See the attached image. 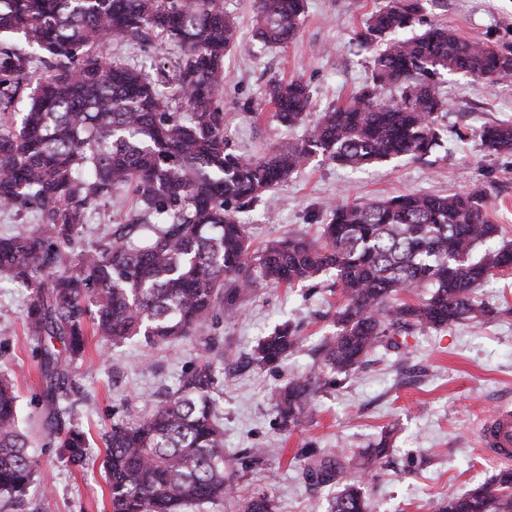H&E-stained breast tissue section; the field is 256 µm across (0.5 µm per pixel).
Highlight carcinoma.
Segmentation results:
<instances>
[{"instance_id": "carcinoma-1", "label": "carcinoma", "mask_w": 512, "mask_h": 512, "mask_svg": "<svg viewBox=\"0 0 512 512\" xmlns=\"http://www.w3.org/2000/svg\"><path fill=\"white\" fill-rule=\"evenodd\" d=\"M306 0H256L254 34L269 46L294 40ZM423 0H385L356 34L370 76L328 108L300 143L244 157L224 138V54L238 42L224 0H0V208L33 215L30 228L0 235V273L29 289L25 328L37 341L47 413L45 437L74 457L83 436L64 430L59 393L83 356L86 331L109 344L161 347L199 335L224 303L262 280L293 286L330 273L342 297L335 332L316 347L319 372L272 396L282 423L312 419L313 397L360 371L378 347L417 330L477 322L491 310L478 291L512 269V240L486 216L482 194L409 192L325 207V242L288 237L251 248L241 210L288 181L312 158L362 170L441 146L447 110L439 78L460 73L491 84L512 79V51L423 20ZM21 33L33 52L6 40ZM178 49L168 86L146 65L101 53L110 41L148 34ZM388 85L400 90L380 99ZM267 102L281 124L302 123L309 86L273 80ZM490 155L512 153V122L483 129ZM131 195V213L89 249L75 252L89 210ZM287 323L260 339L265 367L304 345ZM62 348H57L56 344ZM208 353L150 415L115 422L104 435L111 512H180L232 493L217 418L224 380ZM390 447L388 437L351 459L354 480L328 512H372L361 487ZM323 457L304 468L315 485L338 479ZM30 440L19 421L17 377L0 375V493L21 497L34 481ZM268 496L242 512H275ZM438 512H512V468L443 502Z\"/></svg>"}]
</instances>
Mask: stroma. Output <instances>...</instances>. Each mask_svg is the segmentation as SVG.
<instances>
[{"mask_svg": "<svg viewBox=\"0 0 512 512\" xmlns=\"http://www.w3.org/2000/svg\"><path fill=\"white\" fill-rule=\"evenodd\" d=\"M382 2L307 0L296 39L270 47L252 37L255 0H224L240 32L239 45L224 57V136L231 149L260 156L307 136L309 124L286 127L272 118L265 103L271 79L298 77L307 83L315 116L364 84L367 54L355 34ZM424 5L426 20L448 22L464 38L512 49V0H424ZM441 83L448 109L438 153L383 162L360 173L313 158L242 213L253 245L291 235L320 241L329 201L364 202L409 191H483L489 219L512 238V155H487L479 137L485 126L512 122V82L491 86L445 75ZM129 210L123 191L110 205L90 210L83 244H94ZM25 296V288L0 276V372L17 376L20 413L37 426L46 410L36 343L24 333ZM478 296L498 308L496 318L418 331L405 348L372 351L356 376L317 393L312 422L294 431L282 426L269 396L288 380L308 375L312 350L333 333L341 297L332 276L291 288L258 283L223 306L197 340L150 349L136 343L107 346L87 336L61 401L68 426L86 438L83 454L72 457L37 437L34 486L18 499L0 494V512H109L104 432L114 422L148 413L175 391L211 337L224 350L219 413L225 458L237 463L259 448L270 454L245 473H234L231 497L191 504L182 512H239L242 501L257 492L274 501L276 512H327L339 487L306 481L301 451L347 460L385 434L391 438L389 456L365 482L374 512H436L441 500L463 494L499 469L480 452L477 427L496 404L512 401V269L491 278ZM285 321L301 327L305 347L274 365L256 367L250 358L259 338Z\"/></svg>", "mask_w": 512, "mask_h": 512, "instance_id": "1", "label": "stroma"}]
</instances>
